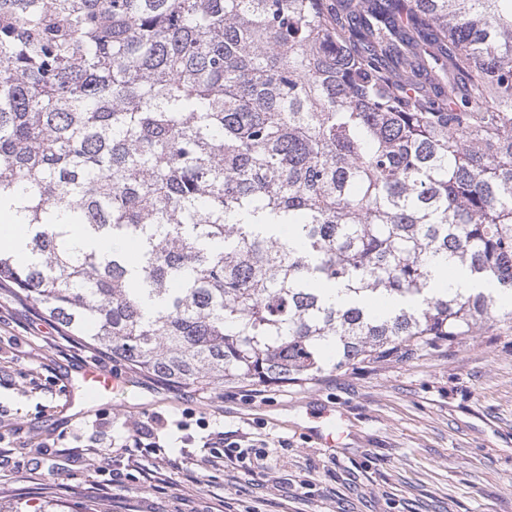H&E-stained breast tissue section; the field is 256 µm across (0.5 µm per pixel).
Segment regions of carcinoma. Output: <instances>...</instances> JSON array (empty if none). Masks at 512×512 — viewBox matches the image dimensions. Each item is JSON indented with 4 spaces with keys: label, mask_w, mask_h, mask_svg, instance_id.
<instances>
[{
    "label": "carcinoma",
    "mask_w": 512,
    "mask_h": 512,
    "mask_svg": "<svg viewBox=\"0 0 512 512\" xmlns=\"http://www.w3.org/2000/svg\"><path fill=\"white\" fill-rule=\"evenodd\" d=\"M1 211L0 289L176 384L512 323V0H0ZM0 222V246L11 247L16 255L21 257L25 251L23 247L25 238L19 232L18 224H10L6 216H1Z\"/></svg>",
    "instance_id": "obj_1"
}]
</instances>
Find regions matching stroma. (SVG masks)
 I'll return each mask as SVG.
<instances>
[{
    "label": "stroma",
    "mask_w": 512,
    "mask_h": 512,
    "mask_svg": "<svg viewBox=\"0 0 512 512\" xmlns=\"http://www.w3.org/2000/svg\"><path fill=\"white\" fill-rule=\"evenodd\" d=\"M0 290V512H512V326L270 386H160ZM123 384L79 403V371ZM164 416L160 445L100 464L89 443ZM248 434L247 464L203 465L205 428Z\"/></svg>",
    "instance_id": "obj_1"
}]
</instances>
